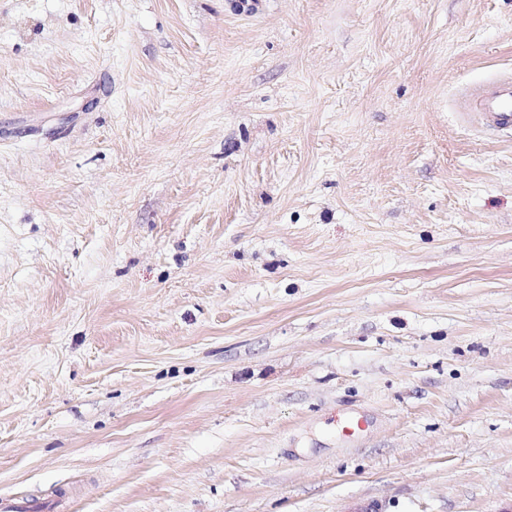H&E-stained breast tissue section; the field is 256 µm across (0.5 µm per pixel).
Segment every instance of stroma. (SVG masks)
Here are the masks:
<instances>
[{
	"label": "stroma",
	"instance_id": "stroma-1",
	"mask_svg": "<svg viewBox=\"0 0 512 512\" xmlns=\"http://www.w3.org/2000/svg\"><path fill=\"white\" fill-rule=\"evenodd\" d=\"M507 73L512 0H0V495L512 512ZM461 110L478 122L503 132H512V78L507 77L471 91Z\"/></svg>",
	"mask_w": 512,
	"mask_h": 512
}]
</instances>
